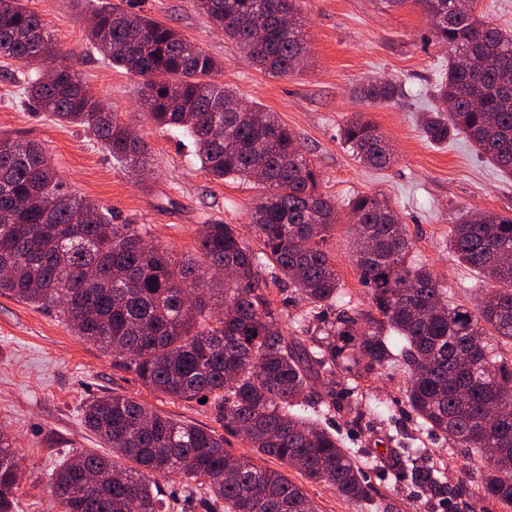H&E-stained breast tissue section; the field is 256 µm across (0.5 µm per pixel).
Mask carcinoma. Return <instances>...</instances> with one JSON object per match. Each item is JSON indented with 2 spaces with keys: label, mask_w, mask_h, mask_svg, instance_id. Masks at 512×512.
<instances>
[{
  "label": "carcinoma",
  "mask_w": 512,
  "mask_h": 512,
  "mask_svg": "<svg viewBox=\"0 0 512 512\" xmlns=\"http://www.w3.org/2000/svg\"><path fill=\"white\" fill-rule=\"evenodd\" d=\"M419 2L435 39L452 50L437 95L453 98L454 107L427 113L425 139L446 145L463 133L481 158L512 175V34L476 14L475 0ZM196 6L272 76L293 73L306 54L296 0ZM88 40L110 63L145 78L154 121L183 130L211 176L249 181L266 193L252 214L261 249L213 222L199 240L205 264L182 262L159 243L145 246L143 229L114 224L98 203L65 190L41 144L0 134V294L58 309L76 335L112 355V366L134 369L148 389L178 401L207 398L224 429L173 419L125 395L90 400L84 424L112 456L82 451L58 465L50 489L60 512H173L157 476L179 479L201 512H316L284 474L229 454L226 433L360 508L371 500L361 467L305 412L314 400L330 407L336 369L366 378L388 365L407 369V402L422 427L474 450L478 489L512 512V216L461 214L451 224V254L490 284L471 307L448 301L432 268L410 258L414 243L386 199L350 198L359 224L353 261L371 307L334 317L341 281L326 241L336 202L319 191L318 175L277 114L238 107L212 56L119 5L99 10ZM60 53L24 0H0V56L32 70L29 109L90 130L134 174L150 168L147 143L100 104L78 71L56 64ZM49 66L56 76L45 82L40 72ZM396 93L390 81L360 88L374 102ZM342 138L368 167L383 169L394 158L377 126L360 116ZM226 267L233 275L217 278ZM284 282L309 305L300 336L282 326L267 296L269 284ZM221 305L231 313L216 316ZM312 322L316 336L306 335ZM501 405L509 411L492 414ZM20 470L13 441L0 435V512H11ZM411 476L441 484L417 465Z\"/></svg>",
  "instance_id": "obj_1"
}]
</instances>
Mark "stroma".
<instances>
[{
  "mask_svg": "<svg viewBox=\"0 0 512 512\" xmlns=\"http://www.w3.org/2000/svg\"><path fill=\"white\" fill-rule=\"evenodd\" d=\"M105 3L25 0L58 45L73 53V64L92 93L147 142L149 175L133 177L84 128L32 115L22 103L23 71L4 58L0 133L42 144L69 190L109 209L113 223L146 228L175 259L200 258L199 237L205 224L216 220L235 226L259 246L250 212L260 189L231 178L213 179L182 130L163 129L153 121L143 105V78L113 67L89 47L91 14ZM123 5L201 46L221 63L225 86L277 113L295 133L320 175L322 192L339 208L328 241L343 284L337 310L369 306L368 290L352 262L354 236L344 208L348 199L364 193L390 201L415 242V258L433 268L453 302L474 304L481 279L449 254L448 230L453 216L462 212L512 215V176L481 159L464 136L444 147L423 137L420 119L438 106L433 91L448 63V46L433 38L419 0H299L308 56L287 77L254 66L194 0H124ZM377 80L398 85L394 99L379 103L361 97L360 88ZM356 114L373 121L390 142L391 166L366 167L343 146L342 128ZM407 383V373L398 366L377 370L359 384L347 373L335 376V404L325 422L363 467L374 512H434L448 496L458 498L463 512H499L475 489L471 451L421 428L405 398ZM113 393L180 420L215 424L209 406L170 400L144 387L134 371L113 367L111 356L74 334L57 310L0 295V431L14 441L24 473L13 512H58L48 488L50 474L76 452H102L82 422V411L91 399ZM383 446L417 449L420 465L443 471V488L411 481L397 454L381 464L375 450ZM252 460L300 484L318 512H355L334 489L303 479L298 470L257 454Z\"/></svg>",
  "mask_w": 512,
  "mask_h": 512,
  "instance_id": "1",
  "label": "stroma"
}]
</instances>
